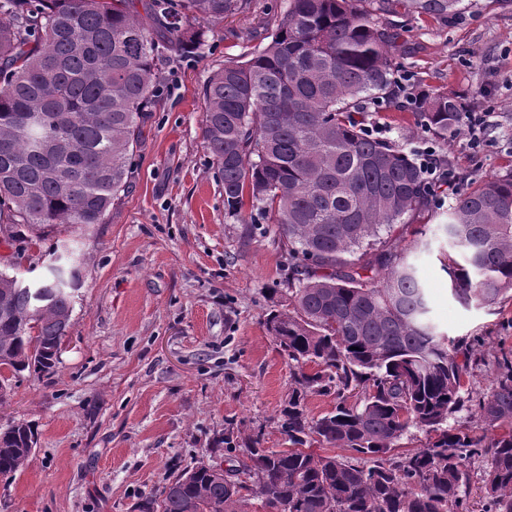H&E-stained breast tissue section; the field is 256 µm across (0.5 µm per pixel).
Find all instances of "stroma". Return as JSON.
<instances>
[{"instance_id": "35a3bbf8", "label": "stroma", "mask_w": 512, "mask_h": 512, "mask_svg": "<svg viewBox=\"0 0 512 512\" xmlns=\"http://www.w3.org/2000/svg\"><path fill=\"white\" fill-rule=\"evenodd\" d=\"M286 0H252L203 46L165 64L167 81L148 107L127 189L104 223L61 224L25 251L0 242V266L23 279L47 274L53 246L80 259V289L56 366L11 379L0 428L32 425L38 444L22 470L0 477V512H138L199 459L222 468L241 459V439L262 432L286 449L280 409L292 369L265 326L287 301L288 256L267 221L224 213V185L202 137L208 76L266 43ZM397 31L394 96L368 120L405 151L435 147L456 186L512 170V0H465L449 20L382 13ZM455 92L480 116L483 135L436 141L410 103L419 91ZM441 209L405 216L396 234L427 290L437 334L483 337L484 361L467 377L485 391L501 350L512 349V299L488 308L455 298L448 262L466 252ZM232 442H225V435Z\"/></svg>"}]
</instances>
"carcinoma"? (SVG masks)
<instances>
[{
    "label": "carcinoma",
    "mask_w": 512,
    "mask_h": 512,
    "mask_svg": "<svg viewBox=\"0 0 512 512\" xmlns=\"http://www.w3.org/2000/svg\"><path fill=\"white\" fill-rule=\"evenodd\" d=\"M446 19L463 0H289L270 41L203 85V139L224 184V212L277 225L288 254V303L267 328L294 366L281 428L292 448L242 439L225 470L200 460L139 512H470V464L485 461L484 512H512V350L486 392L464 390L482 361L479 337L449 340L429 319L425 288L389 236L434 201L415 158L369 133L365 114L390 100L391 2ZM251 0H0V232L31 242L54 224H102L125 192L160 63L204 42L207 26ZM440 142L461 127L459 97L413 98ZM250 207L251 215L245 214ZM466 232L469 267H450L461 301L492 307L512 292V170L455 193L445 229ZM0 268V371L55 366L73 289L16 288ZM334 389L310 418V393ZM362 391L360 401L347 394ZM475 407L486 441L448 420ZM413 429L429 442L397 453ZM346 448L351 458L304 449ZM37 444L26 423L0 430V476ZM338 399L333 390L330 393H310L304 402L306 413L310 418H319L336 406Z\"/></svg>",
    "instance_id": "1"
}]
</instances>
